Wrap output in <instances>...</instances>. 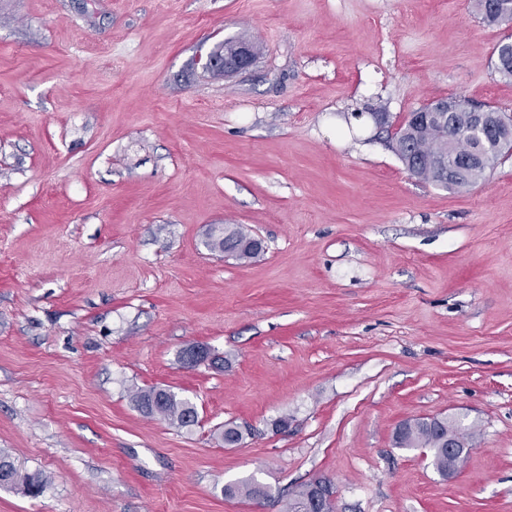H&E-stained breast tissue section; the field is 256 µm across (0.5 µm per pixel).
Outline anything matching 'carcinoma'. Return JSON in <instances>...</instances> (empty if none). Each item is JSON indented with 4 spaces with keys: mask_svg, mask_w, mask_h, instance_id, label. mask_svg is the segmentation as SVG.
<instances>
[{
    "mask_svg": "<svg viewBox=\"0 0 512 512\" xmlns=\"http://www.w3.org/2000/svg\"><path fill=\"white\" fill-rule=\"evenodd\" d=\"M392 148L399 159L423 180L437 182L433 160L443 152L464 156L472 151L483 155V162L466 168L456 178L442 184L451 190L470 187L484 178L487 170L494 167L500 151L475 134L459 130L448 140V130L429 123L417 129L408 122L402 124L394 136ZM212 251H222L224 255L239 260L257 256L263 251V244L242 226L227 225L224 234L212 235L206 242ZM136 408L147 417L167 420L182 428L198 422L196 406L188 399L162 388L137 389L131 394ZM458 442L459 454L465 456L473 448L476 430L472 426L459 428L456 422L443 419L441 425L430 423L428 419L405 422L395 433L397 447L404 449L426 448L431 453L432 463L444 477L448 476V436ZM220 440L229 446L238 445L243 433L232 423L224 424L219 433ZM47 486V480L39 471L28 472L16 464L12 455L0 449V487L16 489L29 496L41 494ZM224 496L247 500H259L269 497L266 486L251 477L224 487ZM316 497L312 484H304L288 500L284 512H306L308 505Z\"/></svg>",
    "mask_w": 512,
    "mask_h": 512,
    "instance_id": "obj_1",
    "label": "carcinoma"
}]
</instances>
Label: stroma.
<instances>
[{
	"instance_id": "1",
	"label": "stroma",
	"mask_w": 512,
	"mask_h": 512,
	"mask_svg": "<svg viewBox=\"0 0 512 512\" xmlns=\"http://www.w3.org/2000/svg\"><path fill=\"white\" fill-rule=\"evenodd\" d=\"M509 35L475 0H0V449L49 479L0 512H283L317 478L336 512H512V151L449 190L391 141L438 98L512 116ZM227 40L262 53L205 71ZM227 224L263 252L206 248ZM422 417L478 426L453 478L396 447ZM136 408L145 416L167 420L185 428L198 422L196 406L186 398L162 388L137 389L131 394ZM224 495L230 498L259 500L269 497L266 486L259 483L254 477L244 479L224 487Z\"/></svg>"
}]
</instances>
